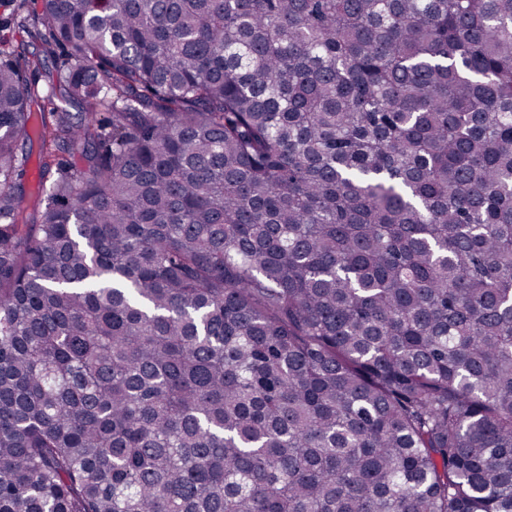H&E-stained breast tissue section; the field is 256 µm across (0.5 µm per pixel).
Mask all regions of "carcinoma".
I'll return each mask as SVG.
<instances>
[{
    "label": "carcinoma",
    "mask_w": 512,
    "mask_h": 512,
    "mask_svg": "<svg viewBox=\"0 0 512 512\" xmlns=\"http://www.w3.org/2000/svg\"><path fill=\"white\" fill-rule=\"evenodd\" d=\"M25 5L0 512H512V0Z\"/></svg>",
    "instance_id": "cac0c4a2"
}]
</instances>
